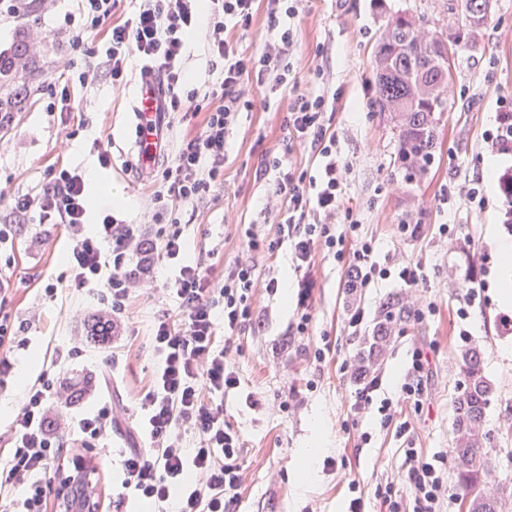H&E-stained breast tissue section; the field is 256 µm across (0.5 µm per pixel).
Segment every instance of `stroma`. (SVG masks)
Wrapping results in <instances>:
<instances>
[{
	"label": "stroma",
	"mask_w": 512,
	"mask_h": 512,
	"mask_svg": "<svg viewBox=\"0 0 512 512\" xmlns=\"http://www.w3.org/2000/svg\"><path fill=\"white\" fill-rule=\"evenodd\" d=\"M447 6L448 0H385L380 8L371 0H300L297 14L280 22L295 36V77L301 88H313L315 67L326 71L325 89L333 97L329 126L336 134L337 152L350 165L345 207L376 240L381 264L421 266L424 283L418 295L436 307L423 320L409 319L391 337L378 365V395L396 398L414 348L428 353L431 377L422 412L403 409L411 425L409 437L403 438L394 426L383 424L376 408L356 411L357 385L341 370L342 361L355 358L363 337L371 333L379 301L391 294L406 295L400 281L353 291L346 286V267L331 255L318 254L312 324L307 335L292 339L287 332L293 312L285 296L258 294L261 320L235 340L233 361L240 385L224 397L226 418L247 448L236 512H348L355 496L362 498L365 512H384L374 496L376 484L390 482L400 494L409 492L403 467L407 444L427 455L450 453L456 438V402L464 388L457 353L468 346L482 350L493 387L486 410V427L493 436L485 450L494 466L490 487L512 512V332L497 327L496 316L504 306L493 287L501 266L500 247H512V232L501 222V201L491 178L493 168L512 166V159L490 153L484 143L501 103H512V0H492L476 43L459 49L440 128L441 150L419 180H405L397 170L393 123L387 113L371 106L373 47L388 19L407 11L423 17L427 36L445 38L456 23ZM33 8L41 25L56 29L57 35L28 51L26 63L0 81V99L19 92L29 99L14 124L0 129V185L19 193L39 189L46 166L59 161L93 171L100 182L93 212L118 211L121 219L153 233L155 222L143 207L147 189L129 171L135 153L131 91L139 68L129 70L120 89L107 81L75 87L85 125L70 152L60 154L59 144L73 122L46 111L41 89L46 79L60 75L57 60L68 46L61 24L76 4L35 0ZM231 35L247 57L258 55L273 40L265 0H257L250 28L233 29ZM243 98L248 106L241 109L226 141L224 194L183 227L188 258H204L218 272L242 254L240 225H256L266 236L274 233L276 215L262 211L263 197L274 183L254 178L264 158L280 157L311 175L319 168L315 155L298 146L288 125L291 88L252 79L243 85ZM102 136L114 142L108 169L99 168L92 149ZM478 179L484 182L487 198L482 208L457 194L458 186ZM402 223L420 225L421 231L414 238L402 237L397 231ZM443 224L455 226V238L440 235ZM32 230V235L0 245V253L15 258L9 270L16 288L12 309L30 321V345L15 354L16 367L28 369L29 379H36L40 369L51 365L57 349L77 337L85 354L65 366L63 377L73 383L100 379L106 371L104 355L88 339L86 321L74 317L78 311L95 315L96 296L66 289L54 298L44 293L50 280L66 270L63 257L70 238L58 224H36ZM472 266L484 282L473 294L465 279ZM466 302L472 308L463 336L455 310ZM165 305L158 291L151 290L136 298L130 309L118 374L107 385L121 412L120 428L107 437L100 456V512H139L138 503L120 493L121 456L133 442L137 403L157 367L148 334L154 314ZM359 307L365 321L354 332L348 318ZM318 348L326 358L316 367L310 356ZM283 400L290 403L289 411L279 410ZM365 432L371 441L358 446ZM313 447L318 450L314 476L303 484L297 467L304 449ZM352 480L357 483L353 489L348 486Z\"/></svg>",
	"instance_id": "obj_1"
}]
</instances>
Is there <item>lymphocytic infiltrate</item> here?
Wrapping results in <instances>:
<instances>
[{"instance_id": "1", "label": "lymphocytic infiltrate", "mask_w": 512, "mask_h": 512, "mask_svg": "<svg viewBox=\"0 0 512 512\" xmlns=\"http://www.w3.org/2000/svg\"><path fill=\"white\" fill-rule=\"evenodd\" d=\"M120 2L77 0L76 13L64 17L73 30L62 69L77 71L83 86L107 78L120 88L136 60L163 77L161 112L203 114L200 130L165 160L156 161V145L144 147L145 159L157 163L149 178L154 189L147 196L148 207L166 212L168 221L148 236L139 225L119 223L102 211L95 232H86L88 177L64 165L47 167L40 190L20 194L0 188V244L34 220L66 228L71 240L69 274L63 285H47L45 292L53 296L65 286L99 294L103 308L95 328L105 338L110 366L116 363L114 348L133 299L152 288L156 268L178 260L186 249L184 209L214 200L224 188V143L237 121L245 80L287 83L294 39L291 30L281 29L280 18L296 12L289 0H268L269 25L280 34L258 56L248 58L225 37L224 27L229 19L249 27L254 0H141L138 11L126 18L117 15ZM201 31L220 72L182 96L178 89L189 75L185 46ZM327 109L325 94L296 90L288 124L298 145L320 157V175L307 177L277 157L265 161L255 178L262 181L276 173L277 189L266 198L264 209L277 212L280 220L270 238L250 226L240 230L252 256L270 255L280 244L289 245L298 283L288 325L294 337L305 335L312 322L316 252L332 254L347 265L357 288L392 277L412 290L423 282L420 265L381 266L375 259V239L363 234L358 222L339 223L348 164L337 155L335 137L327 133ZM278 288L277 278L258 280L252 257L234 262L219 276L202 260L181 263L167 280L165 292L177 307L158 312L152 322L149 341L158 366L139 400L142 441L126 448L122 459L124 488L156 512H233L245 448L240 433L224 418V395L239 385L228 348L255 319V291L273 295ZM13 292L10 276L0 274V385L12 376L11 356L25 346L29 327L28 320L9 310ZM82 354L74 343L59 348L53 367L43 369L25 388L22 405L9 424L8 457L0 464V512H48L53 483L64 470L81 468L84 455L96 453L99 441L116 424V407L108 399L99 400L91 413L75 421L57 415L58 407L71 399L59 368ZM428 380L429 360L422 350H413L397 400L378 403L385 421H392L395 401L422 408ZM71 436L82 447L81 456L72 459L64 451ZM444 464L442 455L407 448L409 496L398 495L389 482L376 486L374 495L388 512H439L448 495ZM16 489L21 498L4 500V493Z\"/></svg>"}]
</instances>
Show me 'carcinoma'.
Instances as JSON below:
<instances>
[{
	"label": "carcinoma",
	"mask_w": 512,
	"mask_h": 512,
	"mask_svg": "<svg viewBox=\"0 0 512 512\" xmlns=\"http://www.w3.org/2000/svg\"><path fill=\"white\" fill-rule=\"evenodd\" d=\"M448 10L457 13V28L449 40H423L419 15L402 12L389 20L374 46L375 84L373 108L386 112L393 123L397 161L411 181L435 162L440 149L439 129L447 109L448 42L468 47L484 26L489 0H452ZM411 316L401 296L394 295L377 309L371 335L358 352L359 374L372 371L383 341ZM464 389L457 402L459 437L451 456L457 471L458 498L467 512H504L501 501L486 493L493 467L482 449L491 441L483 430L493 388L483 368V352L467 347L460 353Z\"/></svg>",
	"instance_id": "1"
}]
</instances>
